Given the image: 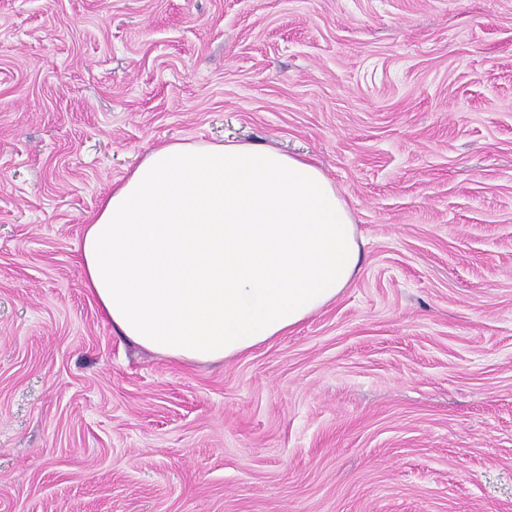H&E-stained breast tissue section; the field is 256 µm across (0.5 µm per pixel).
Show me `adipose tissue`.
<instances>
[{
	"instance_id": "obj_1",
	"label": "adipose tissue",
	"mask_w": 512,
	"mask_h": 512,
	"mask_svg": "<svg viewBox=\"0 0 512 512\" xmlns=\"http://www.w3.org/2000/svg\"><path fill=\"white\" fill-rule=\"evenodd\" d=\"M82 280L125 340L230 360L331 304L362 268L354 215L316 165L248 143L172 141L85 228Z\"/></svg>"
}]
</instances>
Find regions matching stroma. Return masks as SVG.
I'll return each mask as SVG.
<instances>
[{
  "label": "stroma",
  "instance_id": "obj_1",
  "mask_svg": "<svg viewBox=\"0 0 512 512\" xmlns=\"http://www.w3.org/2000/svg\"><path fill=\"white\" fill-rule=\"evenodd\" d=\"M177 139L312 159L364 241L221 364L80 276ZM0 512H512V0H0Z\"/></svg>",
  "mask_w": 512,
  "mask_h": 512
}]
</instances>
